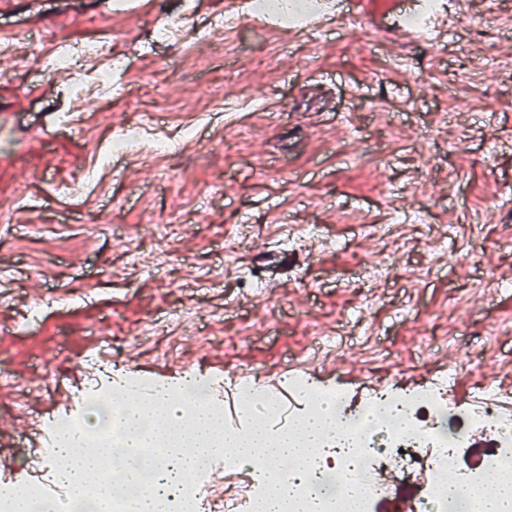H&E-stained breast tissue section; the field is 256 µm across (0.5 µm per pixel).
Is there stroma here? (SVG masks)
<instances>
[{
  "instance_id": "obj_1",
  "label": "stroma",
  "mask_w": 512,
  "mask_h": 512,
  "mask_svg": "<svg viewBox=\"0 0 512 512\" xmlns=\"http://www.w3.org/2000/svg\"><path fill=\"white\" fill-rule=\"evenodd\" d=\"M176 2L0 0V451L25 415L50 442L102 370L231 395L239 370L357 397L444 380L451 411L512 403V0H452L419 44L398 33L414 0H330L318 32L195 0L153 42ZM37 28L110 43L82 65L122 63L121 88L72 100ZM192 1H180V9L165 23L160 24L154 29L155 38L158 42H169L177 38L181 31V23L192 13Z\"/></svg>"
}]
</instances>
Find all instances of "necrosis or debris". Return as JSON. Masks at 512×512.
Returning a JSON list of instances; mask_svg holds the SVG:
<instances>
[{"label":"necrosis or debris","instance_id":"4bbe7bcc","mask_svg":"<svg viewBox=\"0 0 512 512\" xmlns=\"http://www.w3.org/2000/svg\"><path fill=\"white\" fill-rule=\"evenodd\" d=\"M91 55L108 59L112 51L100 41L61 42L44 66L49 72L67 70L73 92L82 96L112 83L111 70L89 74L82 69V59ZM236 383L241 421L255 430L267 429L280 414L276 395L259 389L242 371L237 372ZM287 386L300 398L306 415L328 407L337 422L336 434L314 450L306 462L322 484L323 512H343L341 478L349 473L355 474L364 487L356 512H372L375 499L383 493L372 477V462L380 455L396 470L420 465L434 472L435 480L420 505L421 512H466L465 504L477 492L480 480L475 473L463 472L458 463L462 436L455 419L448 414V393L444 388L433 385L403 399L376 389L366 401L352 404L343 390L323 389L307 378L288 379ZM466 420L470 427L486 429L492 436L487 469L500 478L512 479V418L503 416L490 400L468 411ZM80 432L85 433L86 448L91 453L103 447H121L126 436L123 427L106 414L101 415L99 426L90 431L76 416L61 418L55 427L59 439ZM295 468L292 461L254 466L248 495L226 502L224 512H254L265 485L288 479Z\"/></svg>","mask_w":512,"mask_h":512}]
</instances>
